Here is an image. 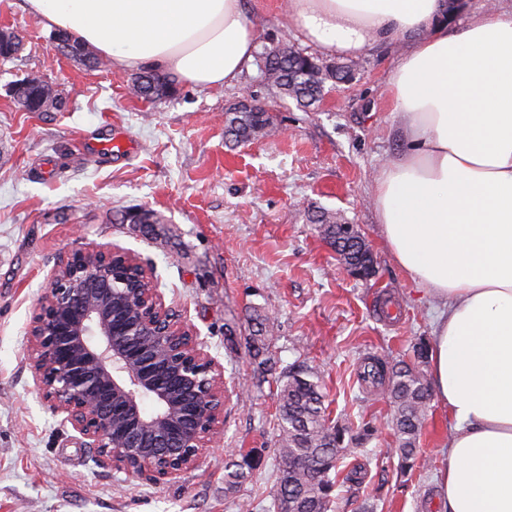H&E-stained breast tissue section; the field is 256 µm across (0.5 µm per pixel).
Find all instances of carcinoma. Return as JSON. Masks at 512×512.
Wrapping results in <instances>:
<instances>
[{"mask_svg": "<svg viewBox=\"0 0 512 512\" xmlns=\"http://www.w3.org/2000/svg\"><path fill=\"white\" fill-rule=\"evenodd\" d=\"M265 67L272 84L304 108L321 100L326 81L345 83L353 77L349 65H326L317 57L286 46L271 50ZM38 88L39 85L28 77L21 80L12 93L17 108L37 111ZM132 90L141 99H160L172 95L176 83L169 77L145 71L134 77ZM273 128V117L259 104L248 110L230 112L224 121L226 139L233 143L267 135ZM311 223L320 225L325 239L346 265L358 263L366 275L373 274V259L366 257L368 248L360 235H351L344 225L332 221L323 212L313 215ZM427 354L428 345L423 341L414 347L412 364L402 361L391 367L386 358H371L369 375L376 380L390 377L395 453L403 471L412 469L416 462L431 397L430 385L419 369ZM277 398L280 433L275 455L278 480L273 506L276 512H329L341 460L371 436L372 427L365 426L354 432L330 419L321 387L314 381L312 370L304 365L283 373ZM244 465L245 462L234 460L225 463V490L236 489L246 479Z\"/></svg>", "mask_w": 512, "mask_h": 512, "instance_id": "cac0c4a2", "label": "carcinoma"}]
</instances>
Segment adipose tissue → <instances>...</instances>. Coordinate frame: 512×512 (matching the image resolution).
I'll return each instance as SVG.
<instances>
[{"label":"adipose tissue","instance_id":"ef3b65f1","mask_svg":"<svg viewBox=\"0 0 512 512\" xmlns=\"http://www.w3.org/2000/svg\"><path fill=\"white\" fill-rule=\"evenodd\" d=\"M47 28L200 87L251 68L242 0H25ZM444 0H291L327 56L408 40L387 91L406 150L374 182L376 219L408 277L443 303L432 389L453 434L445 512H512V12L448 27Z\"/></svg>","mask_w":512,"mask_h":512}]
</instances>
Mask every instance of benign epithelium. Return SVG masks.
<instances>
[{"mask_svg":"<svg viewBox=\"0 0 512 512\" xmlns=\"http://www.w3.org/2000/svg\"><path fill=\"white\" fill-rule=\"evenodd\" d=\"M167 310L136 253L78 247L59 256L27 332L46 406L98 465L156 482L198 466L224 429V368Z\"/></svg>","mask_w":512,"mask_h":512,"instance_id":"obj_1","label":"benign epithelium"}]
</instances>
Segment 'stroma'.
<instances>
[{"instance_id": "stroma-1", "label": "stroma", "mask_w": 512, "mask_h": 512, "mask_svg": "<svg viewBox=\"0 0 512 512\" xmlns=\"http://www.w3.org/2000/svg\"><path fill=\"white\" fill-rule=\"evenodd\" d=\"M257 30L251 70L222 87L179 82L175 96L133 97L131 72L107 57L88 67L62 55L52 31L0 0V28L24 49L0 60V512H268L276 484V374L305 363L332 418L377 431L361 447L359 484L334 489L331 512H444L448 413L430 401L415 467L393 455L386 385L363 371L371 356L410 360L432 341L440 310L390 254L376 222L373 176L405 146L385 95L405 42H375L353 56L354 78L327 84L313 110L281 96L262 73L270 49L314 54L288 20L289 0H244ZM39 74L60 107L19 112L8 88ZM265 105L276 130L235 148L224 113L237 101ZM119 139L122 154L104 151ZM132 207L159 219L151 235L116 224ZM328 211L357 227L375 261L352 275L312 224ZM117 245L151 262L167 306L224 367V431L200 464L154 483L96 465L93 449L53 414L26 360L31 317L61 252ZM265 319L268 348L255 357L250 312ZM272 374L259 376V361ZM249 457L247 480L224 490V462Z\"/></svg>"}]
</instances>
